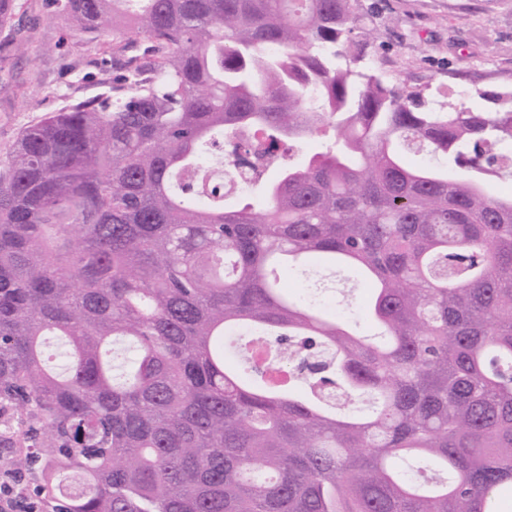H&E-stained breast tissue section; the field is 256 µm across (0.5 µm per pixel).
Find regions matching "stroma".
<instances>
[{
    "label": "stroma",
    "mask_w": 512,
    "mask_h": 512,
    "mask_svg": "<svg viewBox=\"0 0 512 512\" xmlns=\"http://www.w3.org/2000/svg\"><path fill=\"white\" fill-rule=\"evenodd\" d=\"M15 37L0 32V158L21 132L69 99L107 91L124 70L108 35H78L49 0H17ZM377 28L368 53L387 81L440 89L458 106L487 108L512 88V0H359L356 31ZM289 291L366 329L368 281L344 266L288 272Z\"/></svg>",
    "instance_id": "1"
}]
</instances>
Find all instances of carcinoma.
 <instances>
[{"label": "carcinoma", "instance_id": "carcinoma-1", "mask_svg": "<svg viewBox=\"0 0 512 512\" xmlns=\"http://www.w3.org/2000/svg\"><path fill=\"white\" fill-rule=\"evenodd\" d=\"M52 2L150 56L0 160V448L41 512H512V193L487 189L512 90L387 82L357 0ZM245 130L273 176L229 206L210 171ZM277 258L363 271L379 332L289 297Z\"/></svg>", "mask_w": 512, "mask_h": 512}]
</instances>
